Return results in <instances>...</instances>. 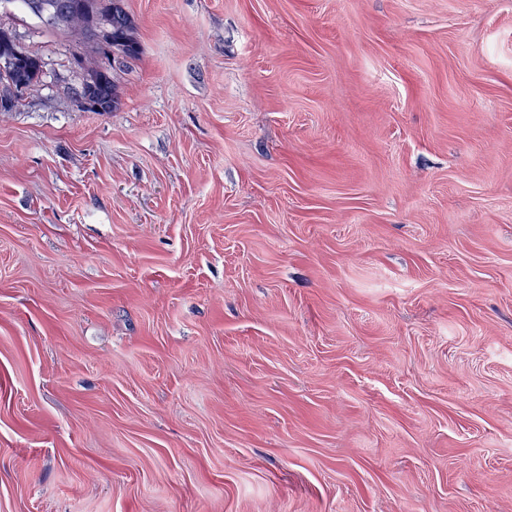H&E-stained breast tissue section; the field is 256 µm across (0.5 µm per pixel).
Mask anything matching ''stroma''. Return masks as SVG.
<instances>
[{"mask_svg": "<svg viewBox=\"0 0 512 512\" xmlns=\"http://www.w3.org/2000/svg\"><path fill=\"white\" fill-rule=\"evenodd\" d=\"M0 115V512H512V0H125ZM38 0H1L0 7L15 5L37 17L53 32L81 31L86 44H93L102 51L107 63L86 70L80 91L76 92L84 112H113L119 101L112 81L114 63L119 59H136L141 52L135 36V23L124 7L123 0H39L49 5L47 10L32 6ZM2 8V7H1ZM56 9H66L74 15L75 24L70 30L59 26ZM112 54V58H111Z\"/></svg>", "mask_w": 512, "mask_h": 512, "instance_id": "1", "label": "stroma"}]
</instances>
